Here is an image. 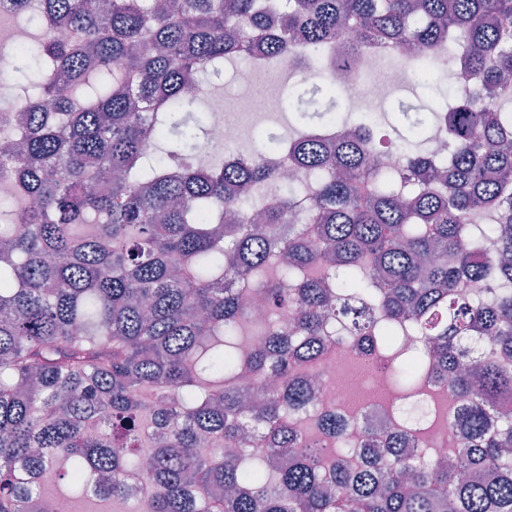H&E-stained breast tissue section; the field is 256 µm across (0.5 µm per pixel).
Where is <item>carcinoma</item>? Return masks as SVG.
<instances>
[{
  "instance_id": "1",
  "label": "carcinoma",
  "mask_w": 512,
  "mask_h": 512,
  "mask_svg": "<svg viewBox=\"0 0 512 512\" xmlns=\"http://www.w3.org/2000/svg\"><path fill=\"white\" fill-rule=\"evenodd\" d=\"M22 15L40 24L12 39L13 70L42 68L18 85L23 118L0 112V512H25L50 471L147 512H512V0H0ZM376 44L426 49L423 86L442 58L458 67L409 138L338 108L336 75ZM244 52L273 69L323 53L332 75L292 97L305 129L227 162L186 89ZM334 123L352 131L328 145ZM431 131L448 156L417 150ZM382 146L402 159L385 175ZM282 155L314 179L300 224ZM396 330L421 348L394 351ZM328 334L394 355L412 389L432 367L464 430L447 460L405 452L433 422L341 465L349 421L295 377ZM244 335L261 337L250 353ZM244 371L280 380L255 416Z\"/></svg>"
}]
</instances>
